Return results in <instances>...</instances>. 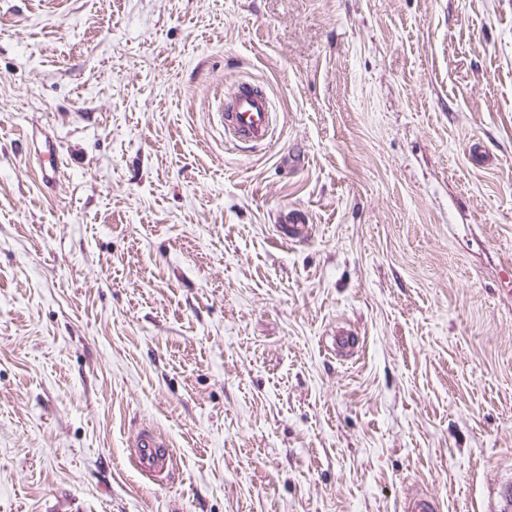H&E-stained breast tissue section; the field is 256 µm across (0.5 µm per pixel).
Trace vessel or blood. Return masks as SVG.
<instances>
[{
    "label": "vessel or blood",
    "instance_id": "b4317fda",
    "mask_svg": "<svg viewBox=\"0 0 512 512\" xmlns=\"http://www.w3.org/2000/svg\"><path fill=\"white\" fill-rule=\"evenodd\" d=\"M221 123L233 141L245 145H264L270 140L273 112L266 95L250 87H238L226 96L220 109ZM281 238L289 242L307 239L309 226L303 215L294 213L280 225ZM130 455L136 466L147 476L160 479L172 468V458L165 439L157 432L145 429L137 436Z\"/></svg>",
    "mask_w": 512,
    "mask_h": 512
}]
</instances>
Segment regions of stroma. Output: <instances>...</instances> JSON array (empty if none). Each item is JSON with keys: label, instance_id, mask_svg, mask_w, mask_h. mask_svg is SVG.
I'll use <instances>...</instances> for the list:
<instances>
[{"label": "stroma", "instance_id": "35a3bbf8", "mask_svg": "<svg viewBox=\"0 0 512 512\" xmlns=\"http://www.w3.org/2000/svg\"><path fill=\"white\" fill-rule=\"evenodd\" d=\"M511 283L512 0H0V512H512ZM224 131L245 145H266L270 140L273 112L266 95L251 86H239L224 98L220 109ZM305 217L299 213L288 216V224H280L279 233L282 239L289 242H301L307 239L309 224H305ZM165 439L151 429L137 436L130 455L136 466L147 476L162 479L172 468V458Z\"/></svg>", "mask_w": 512, "mask_h": 512}]
</instances>
